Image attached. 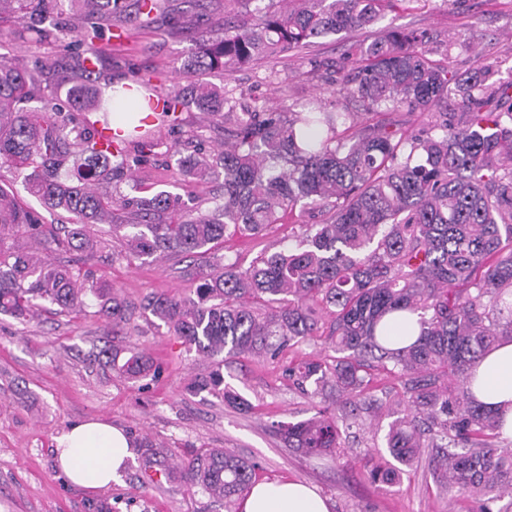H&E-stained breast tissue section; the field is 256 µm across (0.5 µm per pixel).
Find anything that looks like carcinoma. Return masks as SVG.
Instances as JSON below:
<instances>
[{
  "mask_svg": "<svg viewBox=\"0 0 512 512\" xmlns=\"http://www.w3.org/2000/svg\"><path fill=\"white\" fill-rule=\"evenodd\" d=\"M61 0H0L15 24L0 38L47 41V24ZM87 23L62 46L71 108L41 88L47 66L21 67L0 53V162L13 167L26 192L71 218L64 237L47 234L34 211L0 186V314L25 323L50 304L78 314L95 299L99 313L121 329L134 304L90 280V272L55 264L48 254L111 250L121 241L135 259L151 263L169 254L205 256L226 237L258 239L307 207L322 216L302 225L294 242L263 248L248 265L224 257L206 260L207 271L187 272L192 289L181 298L154 294L142 315L164 324L188 350L214 360L208 376L189 390L236 408H249L224 384V363L241 357H275L320 335L321 315L331 316L328 337L336 356L288 364L283 375L310 398L336 393L339 413L318 410L274 428L286 446L309 454L341 447L366 416L403 408L385 435L389 458L369 471L391 482L395 461L429 463L437 487L493 512L512 498V441L501 437L500 417L476 402L469 375L478 360L512 342V79L478 64L459 75L427 56L423 36L388 28L359 42L354 69L339 94L372 110L428 111L427 126L404 120L363 124L333 98H311L283 118L276 111H236L212 72L230 81L264 57L283 58L318 40L373 28L386 0H238L250 19L224 20V31H199L185 59L191 80L153 108L139 81L110 94L99 84L101 46L114 37L118 0H76ZM172 19L163 0H137L135 16L152 24ZM455 85L456 111L440 109ZM38 98L41 106L23 103ZM194 109L224 123V149L180 156L177 174L191 182L224 179V197L203 210L168 191L141 188L128 198L101 193L99 184L133 177L134 167L157 145L155 135ZM102 124L110 136H96ZM121 212L102 235L93 232L105 213ZM39 240L36 256L7 240L18 233ZM417 317L416 339L395 344L392 319ZM101 365L132 383L158 369L138 348L101 349ZM394 379L377 396L372 370ZM256 466L227 448H207L185 467L186 478L233 512L250 489Z\"/></svg>",
  "mask_w": 512,
  "mask_h": 512,
  "instance_id": "carcinoma-1",
  "label": "carcinoma"
}]
</instances>
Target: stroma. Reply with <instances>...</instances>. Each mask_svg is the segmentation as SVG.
<instances>
[{
  "mask_svg": "<svg viewBox=\"0 0 512 512\" xmlns=\"http://www.w3.org/2000/svg\"><path fill=\"white\" fill-rule=\"evenodd\" d=\"M172 5L180 18L173 30L162 21L145 27L127 22L124 15L113 16L123 38L104 48V79L133 75L147 81L148 92L155 95L184 85L179 68L195 48L189 29L198 9L195 0H172ZM380 24L423 34L437 63L450 62L465 71L479 59L501 75L512 73V0H403ZM364 37L356 31L324 38L288 58L241 68L233 84L238 107L284 101L296 109L312 96L336 93L339 77L351 67L349 49ZM193 129L203 133V151L224 143L222 126L196 111L182 113L179 124L164 129L139 165L136 181L120 182L119 190L135 196L140 182L185 199L221 195L220 180L197 186L175 175V150ZM312 221L311 215H297L271 225L263 240L226 239L218 252L246 264L262 247L288 244ZM54 258L91 271L135 304L158 292L186 294L190 283L185 270L205 266L203 258L185 255L152 264L116 260L108 252L90 256L62 250ZM132 322L134 331L116 332L90 310L76 318L44 312L24 326L0 315V512H87L97 500L110 502L112 512H224L223 503L188 480L154 479L135 457L121 484L98 490L71 484L59 469L56 442L73 424L98 419L129 438L146 435L160 443L163 468L187 464L205 448L232 449L256 463V481L303 480L327 498L330 512H443L447 507L470 512L466 495L454 494L449 502L438 496L424 458L395 483L370 479L372 462L385 449L390 415L366 423L357 437L345 439L330 455L308 456L285 447L272 422L301 421L314 410L312 400L283 377L282 366L307 356L332 357L334 347L327 337L287 349L274 359H243L225 366V384L250 404L240 410L189 391L191 379L210 372L209 360L187 351L166 327L137 315ZM96 345L138 347L160 365L161 374L144 387L124 381L89 361Z\"/></svg>",
  "mask_w": 512,
  "mask_h": 512,
  "instance_id": "obj_1",
  "label": "stroma"
}]
</instances>
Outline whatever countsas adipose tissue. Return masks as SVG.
Returning a JSON list of instances; mask_svg holds the SVG:
<instances>
[{"label": "adipose tissue", "mask_w": 512, "mask_h": 512, "mask_svg": "<svg viewBox=\"0 0 512 512\" xmlns=\"http://www.w3.org/2000/svg\"><path fill=\"white\" fill-rule=\"evenodd\" d=\"M476 400L503 416L502 436L512 440V343L486 355L472 371ZM60 468L71 482L89 490L119 482L131 456L125 433L103 421L75 425L57 440ZM239 512H329L325 498L300 480L252 486Z\"/></svg>", "instance_id": "ef3b65f1"}]
</instances>
